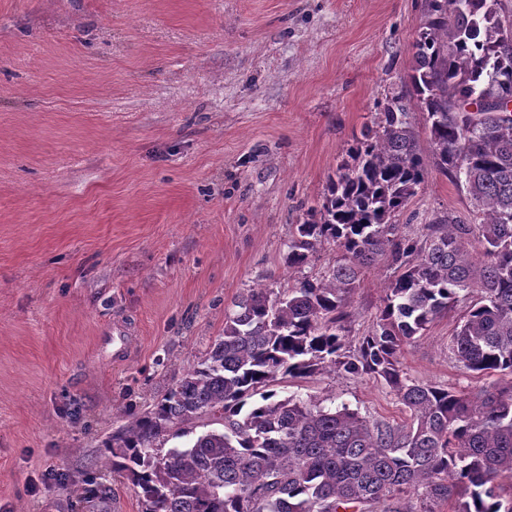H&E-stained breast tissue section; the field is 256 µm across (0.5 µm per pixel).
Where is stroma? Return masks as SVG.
Returning a JSON list of instances; mask_svg holds the SVG:
<instances>
[{
    "label": "stroma",
    "instance_id": "35a3bbf8",
    "mask_svg": "<svg viewBox=\"0 0 512 512\" xmlns=\"http://www.w3.org/2000/svg\"><path fill=\"white\" fill-rule=\"evenodd\" d=\"M425 0H0V512H141L104 444L224 333L246 290L317 277L288 242L377 103L410 85ZM429 169L401 215L469 219ZM393 271L366 268L348 342ZM404 345L407 376L478 392L452 359L470 305ZM403 420L389 388L285 380Z\"/></svg>",
    "mask_w": 512,
    "mask_h": 512
}]
</instances>
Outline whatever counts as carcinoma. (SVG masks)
<instances>
[{
    "instance_id": "carcinoma-1",
    "label": "carcinoma",
    "mask_w": 512,
    "mask_h": 512,
    "mask_svg": "<svg viewBox=\"0 0 512 512\" xmlns=\"http://www.w3.org/2000/svg\"><path fill=\"white\" fill-rule=\"evenodd\" d=\"M497 6L426 0L411 88L430 121L431 154L404 98H391L346 150L320 208L297 225L286 263L309 264L325 241L340 258L278 293L238 296L198 365L106 444L144 512H402L407 493L421 494L422 512L432 503L512 512V112L483 108L512 102V21ZM430 165L466 191L471 223L435 212L423 238L408 237L396 217ZM380 257L395 276L350 351L347 301L361 268ZM475 289L480 298L449 349L497 384L473 394L407 377L403 345ZM326 369L385 383L408 418L325 409L274 390ZM203 418L223 429L193 434ZM171 438L185 442L162 448Z\"/></svg>"
}]
</instances>
